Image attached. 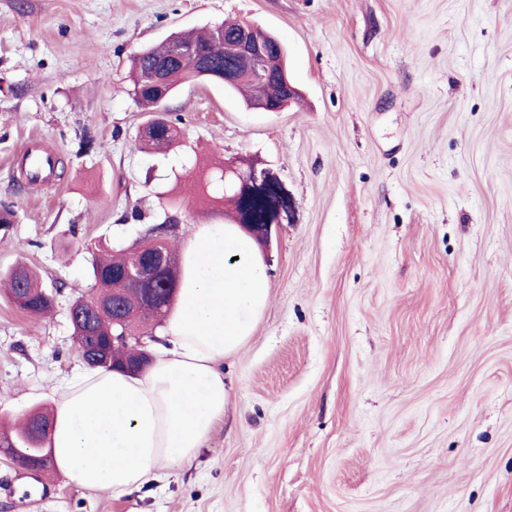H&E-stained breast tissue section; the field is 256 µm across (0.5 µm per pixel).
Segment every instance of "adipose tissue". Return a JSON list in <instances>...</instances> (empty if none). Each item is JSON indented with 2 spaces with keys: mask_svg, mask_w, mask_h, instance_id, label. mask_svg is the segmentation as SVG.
Here are the masks:
<instances>
[{
  "mask_svg": "<svg viewBox=\"0 0 512 512\" xmlns=\"http://www.w3.org/2000/svg\"><path fill=\"white\" fill-rule=\"evenodd\" d=\"M181 268L155 362L138 376L77 369L54 401V457L79 489L119 497L160 481L194 460L224 417L222 365L269 304L266 275L235 224L199 225Z\"/></svg>",
  "mask_w": 512,
  "mask_h": 512,
  "instance_id": "ef3b65f1",
  "label": "adipose tissue"
}]
</instances>
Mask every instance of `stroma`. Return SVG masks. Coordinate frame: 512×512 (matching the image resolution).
Masks as SVG:
<instances>
[{"mask_svg":"<svg viewBox=\"0 0 512 512\" xmlns=\"http://www.w3.org/2000/svg\"><path fill=\"white\" fill-rule=\"evenodd\" d=\"M227 19L284 43L299 102L189 86L182 146L136 149L133 53ZM32 140L63 177L22 180ZM214 159L293 206L257 249L270 302L224 363V418L120 497L0 455V512H512V0H0V273L56 292L45 317L0 292V423L81 365L68 305L98 244L144 237L174 187L175 247L222 223L194 187Z\"/></svg>","mask_w":512,"mask_h":512,"instance_id":"obj_1","label":"stroma"}]
</instances>
